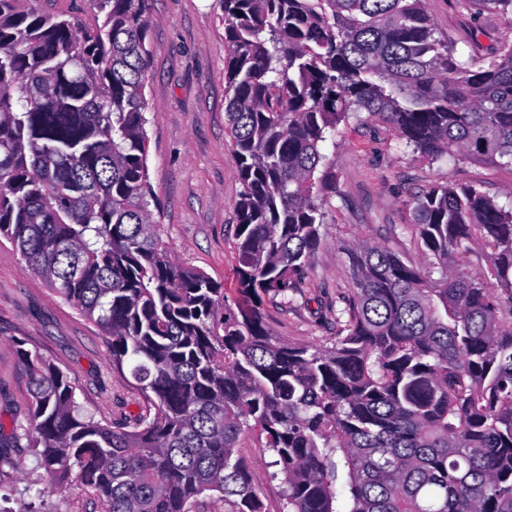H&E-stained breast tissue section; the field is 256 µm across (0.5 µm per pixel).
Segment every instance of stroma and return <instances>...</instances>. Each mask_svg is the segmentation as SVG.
I'll return each instance as SVG.
<instances>
[{"instance_id": "1", "label": "stroma", "mask_w": 512, "mask_h": 512, "mask_svg": "<svg viewBox=\"0 0 512 512\" xmlns=\"http://www.w3.org/2000/svg\"><path fill=\"white\" fill-rule=\"evenodd\" d=\"M437 38L460 60L483 65L512 27L486 0H425ZM150 68L146 77L150 181L163 238L183 264L205 272L234 296L233 247L240 191L225 126L224 19L220 0H151ZM336 190L324 200L325 230L291 302L265 298L274 336L321 342L336 333L328 312L350 278L338 250L359 237L391 243V226L411 227L414 199L436 184L473 185L498 204L512 202V167L473 160L430 161L386 129L357 121L339 125L323 147ZM39 354L75 381L82 411L104 425L148 409L113 369L110 345L72 305L0 238V486L11 489L0 512H102L91 492L54 489L26 446L29 372L21 350ZM263 512H283V486L273 455L258 435L240 441Z\"/></svg>"}]
</instances>
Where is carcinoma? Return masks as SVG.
Listing matches in <instances>:
<instances>
[{
  "mask_svg": "<svg viewBox=\"0 0 512 512\" xmlns=\"http://www.w3.org/2000/svg\"><path fill=\"white\" fill-rule=\"evenodd\" d=\"M424 0H221L241 184L238 298L163 239L147 166L149 0H92L76 25L0 0V237L111 339L155 410L110 427L21 350L38 466L104 512H261L237 455L264 436L285 512H512V207L471 185L415 201L432 278L370 238L328 342H281L261 311L310 265L334 175L322 145L362 112L430 161L512 166V41L472 69ZM487 264L458 258L475 247Z\"/></svg>",
  "mask_w": 512,
  "mask_h": 512,
  "instance_id": "carcinoma-1",
  "label": "carcinoma"
}]
</instances>
